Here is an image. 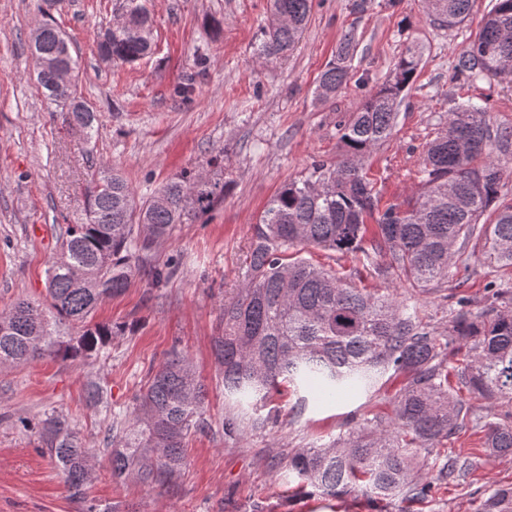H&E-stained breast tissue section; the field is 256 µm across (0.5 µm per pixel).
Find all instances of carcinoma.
<instances>
[{
	"label": "carcinoma",
	"instance_id": "obj_1",
	"mask_svg": "<svg viewBox=\"0 0 512 512\" xmlns=\"http://www.w3.org/2000/svg\"><path fill=\"white\" fill-rule=\"evenodd\" d=\"M472 0H426L434 22L463 24ZM272 23L256 55L284 58L306 27L312 0H269ZM122 25L97 44L98 54L119 65L151 51L152 28L141 0H121ZM36 53L73 70L78 62L69 40L54 24L40 27ZM355 35L341 38L320 73L315 94L326 102L352 78ZM420 55L408 46L393 76L370 93L341 124V159L316 161L301 179L284 184L259 216L245 261L242 285L221 305L213 353L224 398L253 413L224 416V436L260 433L277 422L278 410L260 409L281 387L316 380L333 399L376 386L388 372L404 380L390 399L391 414H375L370 428L352 431L318 447L288 453V468L305 486L328 496L365 488L384 501L402 496L423 500L443 485H460L475 473L479 457L444 455L427 480L417 477V456L445 448L469 426L484 433L488 456L512 459V414L498 421L474 416L461 391L492 404L512 405V281H491V303L473 313L467 297L456 298L448 327L437 331L416 305L374 289L358 288L300 256L316 246L334 253L362 254L379 276H392L416 295L441 285L481 255L512 271V201H501L502 158L512 156V129L493 127L468 95L455 99L436 137L428 143L420 192L405 205L379 209L377 192L363 162L391 135L402 93L412 83ZM456 76L475 84L488 76L512 83V0H498L470 45L456 58ZM49 99L67 106L70 120L92 138L95 112L74 92L59 88L52 69L38 73ZM225 185L199 173L176 175L151 197L136 202L122 175L107 164L87 188L83 221L70 224L62 251L46 271L45 301L19 299L0 313V368L44 357L88 363L107 353L123 331L92 322L96 309L133 283V268L152 259L158 243L177 224L208 211ZM488 220L480 222L482 216ZM463 355L449 366V357ZM207 388L187 355L173 350L148 372L135 404L111 412L103 438L112 479L171 488L186 463L185 443L208 427ZM24 426L36 430L64 477L69 494L84 499L95 457L69 422L49 415ZM478 512H512V485L498 486Z\"/></svg>",
	"mask_w": 512,
	"mask_h": 512
}]
</instances>
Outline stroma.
<instances>
[{"label": "stroma", "instance_id": "stroma-1", "mask_svg": "<svg viewBox=\"0 0 512 512\" xmlns=\"http://www.w3.org/2000/svg\"><path fill=\"white\" fill-rule=\"evenodd\" d=\"M351 2L312 0L296 48L265 60L254 46L269 20L267 0H149L152 54L116 65L101 61L97 41L117 0H0V311L19 298L43 301L46 270L67 226L81 218L86 187L100 166L116 168L139 198L182 172L227 185L212 211L177 225L156 248L153 264L172 259L178 265L166 283L152 287L147 269L136 268L132 286L99 307L95 321L126 327L107 355L88 366L46 358L0 369V512H476L484 493L512 484V460L485 456L482 432L470 428L449 446L483 457L482 466L467 483L442 486L418 502L375 503L359 491L326 497L282 465L292 449L323 444L372 414L390 412L392 381L330 403L307 387L277 395V426L235 439L224 435V388L212 338L222 301L242 281L253 226L267 201L313 161L340 157L339 121L390 79L410 44L422 51L419 68L391 137L367 158L365 170L381 206L414 196L426 146L454 106L453 61L495 0H475L468 20L452 29L431 21L424 0H401L394 8L374 0L361 16ZM46 22L68 37L79 62L76 93L97 116L92 139L37 84L31 38ZM350 27L359 40L353 78L319 103L317 78ZM182 84L192 86L189 96L178 93ZM470 92L491 125L512 127V84L484 80ZM303 255L339 273L359 270L357 286L399 298L407 293L399 281L377 277L362 255L314 248ZM503 277L483 258L473 259L464 281L450 279L443 295L421 300L420 315L445 328L459 294L481 312L490 302L488 282ZM174 349L189 356L207 386L209 427L190 436L186 465L169 491L117 483L99 452L110 414L132 405L149 370ZM91 378L106 390L109 408L87 406ZM301 396L306 405L299 411ZM51 413L65 415L98 453L85 501L71 498L37 433L21 425Z\"/></svg>", "mask_w": 512, "mask_h": 512}]
</instances>
